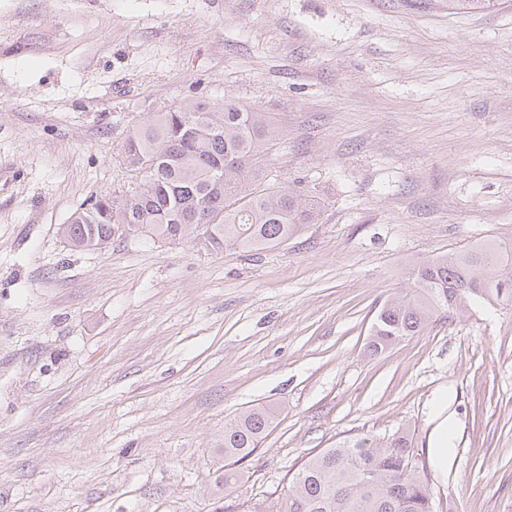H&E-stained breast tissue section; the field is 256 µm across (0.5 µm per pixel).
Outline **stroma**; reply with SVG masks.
Instances as JSON below:
<instances>
[{"mask_svg":"<svg viewBox=\"0 0 512 512\" xmlns=\"http://www.w3.org/2000/svg\"><path fill=\"white\" fill-rule=\"evenodd\" d=\"M232 100L318 223L275 249L60 234L142 177L134 125ZM512 239V0H0V512H278L300 465L408 431L433 512H512V303L385 352L409 262ZM276 408L237 463L224 423Z\"/></svg>","mask_w":512,"mask_h":512,"instance_id":"stroma-1","label":"stroma"}]
</instances>
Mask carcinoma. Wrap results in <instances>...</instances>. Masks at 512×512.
I'll return each mask as SVG.
<instances>
[{"label":"carcinoma","instance_id":"1","mask_svg":"<svg viewBox=\"0 0 512 512\" xmlns=\"http://www.w3.org/2000/svg\"><path fill=\"white\" fill-rule=\"evenodd\" d=\"M488 10L499 0H448ZM213 128L197 131V114ZM274 136L263 112L231 101L188 100L133 128L126 164L143 173L142 187L102 194L75 211L61 235L78 250L100 249L142 233L209 251L246 252L283 245L319 220L313 195L263 184L258 163ZM407 286L384 300L370 329L369 351L379 354L442 318L455 319L475 304L512 302V239L480 240L468 249L418 261ZM264 406L240 411L224 424V459L235 463L259 447L274 422ZM280 512H432L406 431L372 444L345 439L309 457L292 477Z\"/></svg>","mask_w":512,"mask_h":512}]
</instances>
